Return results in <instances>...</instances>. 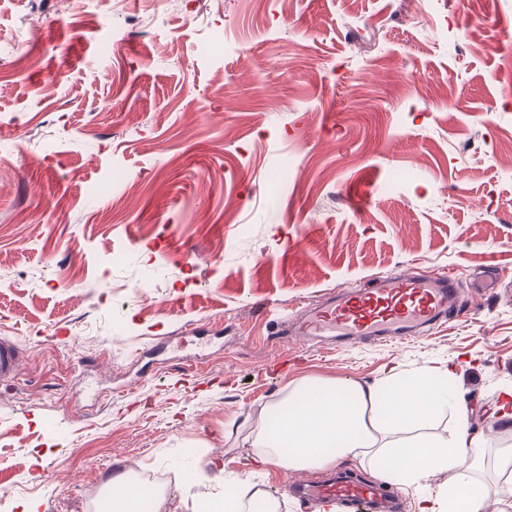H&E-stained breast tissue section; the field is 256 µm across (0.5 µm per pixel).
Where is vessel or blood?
<instances>
[{"label": "vessel or blood", "mask_w": 512, "mask_h": 512, "mask_svg": "<svg viewBox=\"0 0 512 512\" xmlns=\"http://www.w3.org/2000/svg\"><path fill=\"white\" fill-rule=\"evenodd\" d=\"M458 276L454 273H398L369 288L349 289L326 297L305 311L294 330L301 336H328L340 343L376 336L405 340L422 336L458 317ZM21 352L17 344L0 341V381L18 371ZM290 491L299 497L328 500L349 512H399L398 499L380 484L335 474L304 484L292 481Z\"/></svg>", "instance_id": "obj_1"}]
</instances>
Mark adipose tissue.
<instances>
[{
    "label": "adipose tissue",
    "instance_id": "adipose-tissue-1",
    "mask_svg": "<svg viewBox=\"0 0 512 512\" xmlns=\"http://www.w3.org/2000/svg\"><path fill=\"white\" fill-rule=\"evenodd\" d=\"M287 405L255 429L252 445L260 465L325 469L351 456L411 483L444 473L448 479L438 506L425 504L419 512H483L476 467L468 460L482 442L471 435L464 407L455 406L452 438L424 431L443 407L454 406L431 374L396 376L384 387L344 380L311 393L301 388L289 394ZM396 431L407 432V439L397 445L385 441V434Z\"/></svg>",
    "mask_w": 512,
    "mask_h": 512
}]
</instances>
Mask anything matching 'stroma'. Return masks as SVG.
Returning a JSON list of instances; mask_svg holds the SVG:
<instances>
[{
  "instance_id": "1",
  "label": "stroma",
  "mask_w": 512,
  "mask_h": 512,
  "mask_svg": "<svg viewBox=\"0 0 512 512\" xmlns=\"http://www.w3.org/2000/svg\"><path fill=\"white\" fill-rule=\"evenodd\" d=\"M137 6L0 0L8 512H101L118 471L161 474L166 512H202L228 471L317 512L285 487L324 471L259 467L249 435L299 386L392 370L447 378L502 512L512 0H152L138 25ZM115 170L125 189L91 192ZM404 271L457 273L460 317L337 346L269 314ZM21 359L20 348L11 341H0V381L12 378L18 371Z\"/></svg>"
}]
</instances>
